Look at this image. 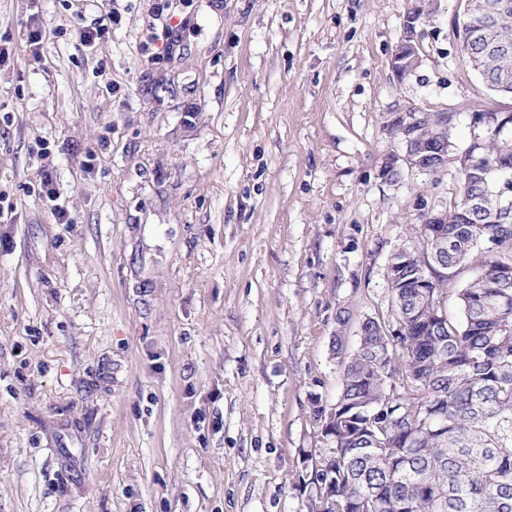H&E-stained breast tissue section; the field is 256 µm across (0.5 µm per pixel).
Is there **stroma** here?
<instances>
[{"instance_id":"obj_1","label":"stroma","mask_w":512,"mask_h":512,"mask_svg":"<svg viewBox=\"0 0 512 512\" xmlns=\"http://www.w3.org/2000/svg\"><path fill=\"white\" fill-rule=\"evenodd\" d=\"M417 4L0 0V512H306L336 317L348 355L365 320L396 333L389 259L458 185L381 179L394 119L454 112L461 149L473 106L512 112L461 56L464 0L421 15L396 76ZM423 14V6H417L413 12H411L405 21L404 28L406 35L401 40L395 53L391 58V67L393 71L400 77H404L413 71L419 64V55L414 44L413 35L415 29V22ZM117 22L118 15H115L113 11H104L94 30L87 28L79 30V41L87 47H94L100 43L105 33H108L109 27ZM41 188L45 198L53 203L52 204V213L57 218V223L60 224H69L72 223V219L70 218L67 210L64 205L58 203L59 197L57 196L56 190L53 186V178L50 172L43 171L41 176Z\"/></svg>"}]
</instances>
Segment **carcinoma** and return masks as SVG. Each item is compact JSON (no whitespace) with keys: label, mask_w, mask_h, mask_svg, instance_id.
Segmentation results:
<instances>
[{"label":"carcinoma","mask_w":512,"mask_h":512,"mask_svg":"<svg viewBox=\"0 0 512 512\" xmlns=\"http://www.w3.org/2000/svg\"><path fill=\"white\" fill-rule=\"evenodd\" d=\"M507 15L481 40L461 42L462 56L485 84L512 73V0ZM506 42L507 56L486 52ZM482 127L488 163L512 160V115ZM498 178L460 181L448 206V253H420L433 270L426 287L391 289L398 335L369 319L347 357L336 404L315 408L332 446L308 457L300 485L307 512H512V287L499 272L512 268V216L487 224L484 211L454 224L455 208L480 196L496 205ZM478 260L480 272L458 294L461 320L426 331L422 319L443 316L455 269ZM404 392L397 393L395 377Z\"/></svg>","instance_id":"1"}]
</instances>
